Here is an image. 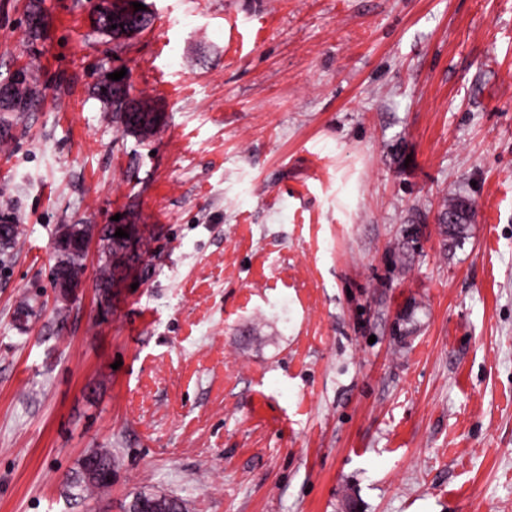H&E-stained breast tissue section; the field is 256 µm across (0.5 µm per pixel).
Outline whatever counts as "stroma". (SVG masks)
<instances>
[{
  "label": "stroma",
  "instance_id": "35a3bbf8",
  "mask_svg": "<svg viewBox=\"0 0 512 512\" xmlns=\"http://www.w3.org/2000/svg\"><path fill=\"white\" fill-rule=\"evenodd\" d=\"M100 2L0 0V85L42 92L0 137V512H512V0H144L121 40ZM115 215L110 302L94 241L58 318L60 226ZM123 78L118 81H111L109 94L105 95L99 88V95L107 103L112 106V116L119 122L122 127L131 133L140 134L143 136L151 135L158 124L159 115L156 112H151L141 104L142 112H134L136 103L130 98L126 100L127 107L132 112H125L123 108V100L129 88L126 83H123ZM448 214L455 217V221L452 224H448ZM471 215V202L467 199L456 197L447 207L440 211L438 222L444 226L446 234L455 240L462 233V229L470 220ZM10 213L0 214V264L5 263L14 255L22 233L21 224ZM112 451L108 448H92L78 463L74 473L66 479V487L79 489L89 496L102 493L112 486ZM148 504L147 512H186L185 502L176 496L157 494L153 492H139Z\"/></svg>",
  "mask_w": 512,
  "mask_h": 512
}]
</instances>
